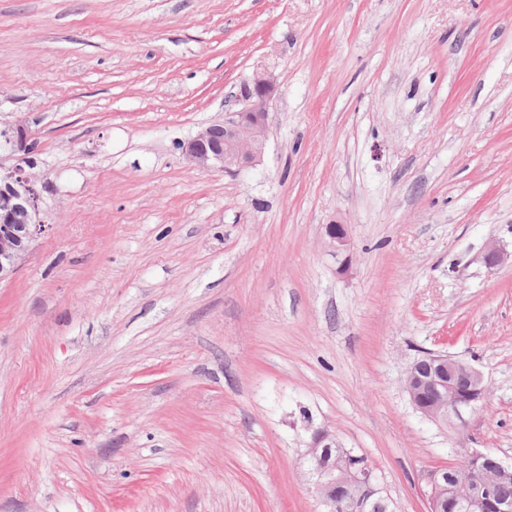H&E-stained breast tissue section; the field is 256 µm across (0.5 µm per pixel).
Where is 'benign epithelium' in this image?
<instances>
[{"instance_id":"obj_1","label":"benign epithelium","mask_w":512,"mask_h":512,"mask_svg":"<svg viewBox=\"0 0 512 512\" xmlns=\"http://www.w3.org/2000/svg\"><path fill=\"white\" fill-rule=\"evenodd\" d=\"M276 89L272 73L257 71L243 84L235 103L225 109L224 120L212 123L184 142L182 152L188 164L198 170L217 169L229 174L254 166L262 157L271 121L269 102ZM6 143L13 152H23L30 146L28 128L12 123L3 129ZM46 231L40 220V194L36 177L26 171L0 164V281L12 276L24 262L36 238ZM327 245L336 254L350 249V239L344 224L326 225ZM484 263L493 269L512 262V252L497 242L486 245ZM464 372L475 385L472 393L459 397L453 384L443 381ZM405 390L413 407L429 420L446 426L465 424L466 415L482 401L485 384L481 373L470 363L446 354L427 352L408 368ZM310 441L305 453L308 470L314 479L319 498L326 505L343 500L358 512L390 507L386 497L378 495L379 477L369 471L352 473L327 461L330 449L339 450V457L352 458L326 427H306ZM463 497L468 512H512L509 500L491 499L485 494V484L474 480L471 487L460 490L459 477L434 470L427 477L429 512H440L445 501Z\"/></svg>"}]
</instances>
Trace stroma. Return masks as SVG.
Returning <instances> with one entry per match:
<instances>
[{
    "label": "stroma",
    "instance_id": "stroma-1",
    "mask_svg": "<svg viewBox=\"0 0 512 512\" xmlns=\"http://www.w3.org/2000/svg\"><path fill=\"white\" fill-rule=\"evenodd\" d=\"M262 69V162L191 168ZM17 121L47 228L0 281V512H325L309 422L395 512L512 463V0H0ZM427 350L484 375L464 427L409 400ZM327 245L336 255L350 249V239L347 227L344 224L326 225Z\"/></svg>",
    "mask_w": 512,
    "mask_h": 512
}]
</instances>
